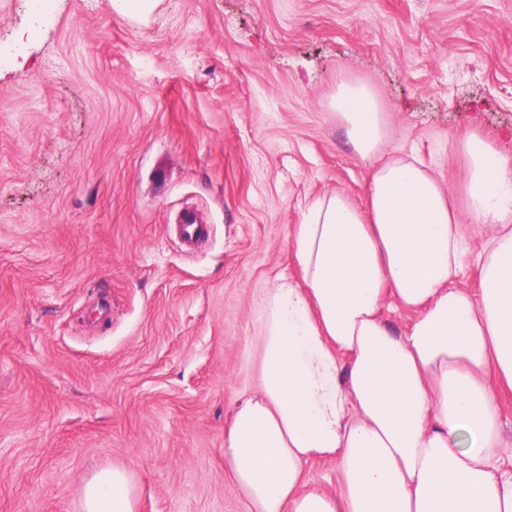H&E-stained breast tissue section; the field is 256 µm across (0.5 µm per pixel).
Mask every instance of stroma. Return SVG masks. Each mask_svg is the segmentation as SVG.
<instances>
[{
  "label": "stroma",
  "mask_w": 512,
  "mask_h": 512,
  "mask_svg": "<svg viewBox=\"0 0 512 512\" xmlns=\"http://www.w3.org/2000/svg\"><path fill=\"white\" fill-rule=\"evenodd\" d=\"M0 0V512H249L224 428L260 384L294 236L370 175L329 106L372 87L391 148L466 203L460 141L512 155V0ZM210 228L195 250L170 226ZM82 512H134L130 481L125 471L104 469L83 486Z\"/></svg>",
  "instance_id": "stroma-1"
}]
</instances>
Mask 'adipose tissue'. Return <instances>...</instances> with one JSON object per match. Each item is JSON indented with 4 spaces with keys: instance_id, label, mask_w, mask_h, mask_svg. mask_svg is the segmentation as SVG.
<instances>
[{
    "instance_id": "ef3b65f1",
    "label": "adipose tissue",
    "mask_w": 512,
    "mask_h": 512,
    "mask_svg": "<svg viewBox=\"0 0 512 512\" xmlns=\"http://www.w3.org/2000/svg\"><path fill=\"white\" fill-rule=\"evenodd\" d=\"M330 105L370 164L365 203L316 199L295 231L299 276L270 289L261 382L224 430L251 512H512V156L467 136L466 209L418 160L385 155L375 92L341 82ZM487 231L477 293L454 286L462 229ZM414 311L405 332L385 308ZM336 459L341 488L302 478ZM83 512H134L125 471L104 469Z\"/></svg>"
}]
</instances>
